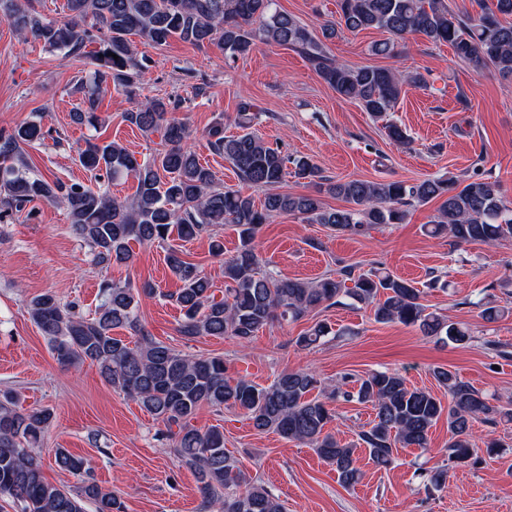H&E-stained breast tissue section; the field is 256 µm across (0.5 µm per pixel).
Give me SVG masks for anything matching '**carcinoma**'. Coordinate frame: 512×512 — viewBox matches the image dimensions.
Segmentation results:
<instances>
[{
    "mask_svg": "<svg viewBox=\"0 0 512 512\" xmlns=\"http://www.w3.org/2000/svg\"><path fill=\"white\" fill-rule=\"evenodd\" d=\"M477 6L479 11L471 15L451 10L446 0H339L336 25L324 28L323 35L332 37L338 28L350 33L381 30L388 37L374 42L370 51L383 57L409 36L419 35L432 44L450 46L477 73L494 69L512 78V23L501 21L512 17V0H478ZM66 8L67 18L58 21L30 7V0H0V14L16 31L51 51L81 56L87 45H97L91 52L94 70L89 82L78 80L82 107L72 114L74 121L94 130L103 124L98 105L109 87L131 94L141 84L145 58L137 57L131 35L155 46L171 38L215 44L233 59L253 52L260 43L290 46L339 96L358 101L375 116L394 110L403 86L426 83L417 72L403 75L337 60L297 20L279 11L275 0H66ZM259 117L252 105H241L234 118L240 132L231 135L226 134L224 119H216L204 133L209 150L224 156L242 181L258 188L281 183L290 164L298 178L318 176L311 159L285 155L252 131ZM125 120L146 134L162 130L166 149L140 161L118 142L92 137L78 150V161L97 177L103 171L113 181L133 178L131 196L118 199L98 186L30 174L24 147L44 137L41 124L32 120L0 131V206L20 212L36 200L63 205L73 232L90 246L100 265L129 264L134 243L162 248L181 282L171 295L181 312L180 335L232 336L245 347L260 329L280 320L296 321L345 295L371 307L377 322H399L456 344L471 339L467 327L427 311L420 289L386 271L354 277L346 268L338 277L281 278L262 263L257 238L262 225L284 214H300L338 232H357L368 224H402L408 207L438 199L429 235L446 234L457 244H491L512 238V209L498 182H461L453 176L415 183L327 179L321 183L323 191L348 207L331 209L317 195L279 192L267 194L258 204L239 189L219 187L216 173L187 144L189 129L173 115L169 103L145 97L125 113ZM224 224L234 227L239 240L235 254L228 257L216 233ZM202 234L211 238L212 252L224 257V298L219 301L209 280L197 264L183 258L178 245ZM348 280L353 282L350 288ZM141 293L152 295L156 289L105 282L101 303L90 317L46 292L31 299L28 313L61 366L96 363L112 388L170 428L174 455L196 474L204 508L284 512L265 486L246 481L225 450L220 430L202 431L191 424L203 404L238 408L256 431L274 432L314 449L336 470L342 486L360 482L357 444L343 443L332 433L336 415L330 400L337 392L325 394L315 373L288 370L268 386L232 378L226 375L223 357L184 354L145 334L139 318ZM116 329L129 330L138 340L131 343L116 336ZM332 333L330 326L318 323L295 343L307 349ZM432 376L448 390V404L429 390L409 387L393 371L373 372L357 380L356 392L344 393L371 404L375 412L357 433L374 465L391 464L399 448L430 451V429L443 417L448 422V462L465 465L478 456L474 423L512 419V410L491 402L456 372L436 367ZM52 419L47 408L23 409L13 395L0 396V500L10 502L16 512H86L88 504L95 512H125L111 489L84 478L88 461L65 448L56 449L55 464L81 478V485L74 490L45 478L38 448Z\"/></svg>",
    "mask_w": 512,
    "mask_h": 512,
    "instance_id": "cac0c4a2",
    "label": "carcinoma"
}]
</instances>
